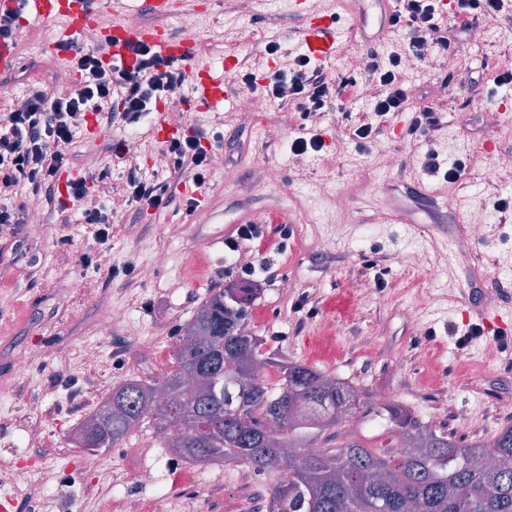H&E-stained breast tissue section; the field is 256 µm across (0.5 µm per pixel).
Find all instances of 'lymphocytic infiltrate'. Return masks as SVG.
<instances>
[{"label": "lymphocytic infiltrate", "mask_w": 512, "mask_h": 512, "mask_svg": "<svg viewBox=\"0 0 512 512\" xmlns=\"http://www.w3.org/2000/svg\"><path fill=\"white\" fill-rule=\"evenodd\" d=\"M502 8L503 0H455L454 8L445 16L438 0H398L390 24L403 32L406 52L386 57L374 51L367 53L360 75L375 86L376 95L371 111L366 113L343 109L352 79L333 77L324 63L305 54L296 56L289 70L267 72L265 85H257L251 73L243 74L240 84L249 92H262L280 109L300 112L303 122L291 143L292 154L323 152V134L335 113L345 121L350 139L365 150L381 135L384 117L407 110L409 92L400 78L404 60L418 61L430 53L447 56L459 34L495 19ZM133 53L135 65L130 70L104 68L91 51L76 53L70 66L80 75L79 89L53 96L34 86L21 109L0 115L1 225L15 228L22 224V209L15 203L22 187L42 193L54 220L66 221L69 208L80 210L83 222L94 228V242L100 245L108 240L114 222L112 210L102 203L104 197L123 196L127 206L135 209L160 211L179 200L186 212L198 207L195 198L179 199L175 182L147 174L130 163V146L123 139L108 142L111 160L107 165L71 180L66 187L67 200L58 197L57 176L70 165L62 147L82 132L86 113H97L102 126L134 130L163 95L183 88L186 73L182 68L159 60L141 43L134 46ZM201 139V133L196 132L172 139L164 148L169 167L187 174L198 187L205 185L213 150L222 146L224 136L215 134L210 150Z\"/></svg>", "instance_id": "f902f5d3"}]
</instances>
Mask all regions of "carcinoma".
Here are the masks:
<instances>
[{
  "mask_svg": "<svg viewBox=\"0 0 512 512\" xmlns=\"http://www.w3.org/2000/svg\"><path fill=\"white\" fill-rule=\"evenodd\" d=\"M264 289L229 283L179 326L172 369L161 379L131 377L75 429L78 448H112L152 423L199 465L236 461L275 475L266 512H512V424L464 442L400 403H376L348 381L264 349L245 331ZM270 368L275 386L251 375ZM370 412L395 443L335 445V429ZM319 441L323 450L307 451ZM479 456L497 465H474Z\"/></svg>",
  "mask_w": 512,
  "mask_h": 512,
  "instance_id": "carcinoma-1",
  "label": "carcinoma"
}]
</instances>
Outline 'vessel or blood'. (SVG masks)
I'll list each match as a JSON object with an SVG mask.
<instances>
[{
    "mask_svg": "<svg viewBox=\"0 0 512 512\" xmlns=\"http://www.w3.org/2000/svg\"><path fill=\"white\" fill-rule=\"evenodd\" d=\"M22 5V23L35 22L54 29V45L68 44L72 50L83 49V37L93 34L98 59L108 67H132L131 47L147 44L165 62L179 64L192 77V92L199 108H222L224 87L231 63H199L195 42L190 37L174 36L161 28L133 29L128 17L149 10L159 17L185 12L193 0H0L4 8ZM297 33L304 51L319 60H329L339 50L340 40L333 17L299 10Z\"/></svg>",
    "mask_w": 512,
    "mask_h": 512,
    "instance_id": "obj_1",
    "label": "vessel or blood"
}]
</instances>
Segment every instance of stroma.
I'll return each instance as SVG.
<instances>
[{"label":"stroma","mask_w":512,"mask_h":512,"mask_svg":"<svg viewBox=\"0 0 512 512\" xmlns=\"http://www.w3.org/2000/svg\"><path fill=\"white\" fill-rule=\"evenodd\" d=\"M195 2L205 13V32L195 38L201 62L215 63L229 56L236 70L261 72L288 68L301 50L291 0H281L277 8L271 7L269 0H239L233 9L224 2L217 6L212 0ZM316 2L321 9L341 16L339 30L345 51L328 68L336 76L351 73V57L366 55L370 49L367 39L376 27L359 21L362 0ZM259 22L266 25L267 38L263 41L252 37ZM495 24L505 33V41L483 46L475 56L471 53L472 38L466 35L454 53L458 64L453 74L460 86L434 147L442 158L462 161L465 173L455 183H431L434 191L453 192L458 200L456 212L443 220L431 219L429 200L409 191L406 185L420 170L421 147L393 133L392 127L407 122L408 112L390 117L389 128L365 152L356 149L343 126L330 123L327 151L308 155L307 167L299 168L291 163L288 148L298 132L297 115L292 113L282 120L270 112L241 116L234 105L241 91L231 81L227 84L230 100L223 111L224 147L214 159L224 173L210 176L203 190L215 205L210 221L200 225L191 215L175 221L167 211L134 217L121 209L115 214L106 244L111 265L137 267L156 247L171 250L170 263L157 270L151 281L124 288L104 271L96 273L82 266L61 270L54 246L58 228L53 224L27 222L21 224L17 236L0 238V350L17 356L29 351L41 354L31 373L21 378L12 377L8 364L0 359V460L27 462L39 456V449L25 447V428L38 423L55 433H65L78 417L79 396L101 389L108 374L124 373V365L114 359L91 367L79 355L82 337L93 332L99 301L126 308L165 339L150 376L166 375L178 324L212 289L224 287L229 280L233 252L225 247V239L234 236L243 215L255 210L269 212L283 202L276 189L255 198L246 194L261 169L268 166L278 168L283 185L294 189L306 204L316 205L319 190L325 189L345 196L348 211L335 218L336 226L331 230L336 241L334 252L319 249L313 231L299 225L286 252L267 254L264 268L257 271L265 292L251 316L257 335L280 332V348L285 355L347 378L361 390H387L392 400L413 407L433 427L446 429L453 436H467L466 417L491 401L493 393L512 400V357L494 352L493 330H485L463 350L448 334L452 327L466 331L477 322L478 311L512 308V297H484L485 292L512 277V225H490L472 253L449 264L436 283H429L422 272L401 262L410 248L448 241L471 211L489 210L495 199L512 198V181L488 188L480 184L477 175L485 152L500 153L502 142H512V128H492L484 121L485 110L512 100L504 89L495 86L496 76L512 69V0H506ZM38 33L33 26L17 30L18 64L0 77L22 98L34 85L68 93L78 75L69 71L65 53L32 51L31 42ZM275 37L283 44V53L265 54L267 39ZM444 76L439 68L402 70L411 110L440 104ZM106 136L126 138L134 163L146 173L167 176V168L158 169L153 164L164 146L152 136L149 123L126 134L112 127ZM384 151L397 165L382 180L378 162ZM375 246L389 258L390 271L382 289L375 288L372 273L359 271L362 255ZM327 264L336 267L335 275L328 278L321 274ZM75 276L88 285L79 297L70 291V280ZM285 278L294 280L298 291L317 296L347 289L355 280L363 295L356 302V314L349 318L322 311L308 318L283 299L280 283ZM429 287L441 299L434 307L424 308L420 293ZM409 304L417 308L412 321L402 314ZM372 325L382 329V341L369 348L354 345V338L364 335ZM420 348L429 354L424 366L410 357L412 350ZM52 380L64 381L73 390V398L50 391L48 383ZM444 395L451 396V409L444 415L433 413L432 403ZM32 399L41 401L43 415L28 413L27 403ZM136 440L132 433L118 447L95 453L85 448L64 449L61 472L47 477L49 493L39 506L40 512H73L77 506L84 512H104L114 494L106 491L95 498L89 496L92 465L100 457L120 465Z\"/></svg>","instance_id":"obj_1"}]
</instances>
